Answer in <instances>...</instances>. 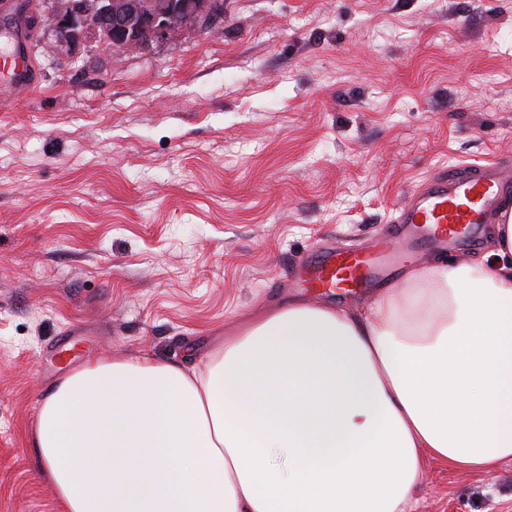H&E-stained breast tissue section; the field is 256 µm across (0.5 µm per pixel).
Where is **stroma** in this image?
Returning a JSON list of instances; mask_svg holds the SVG:
<instances>
[{"label": "stroma", "mask_w": 512, "mask_h": 512, "mask_svg": "<svg viewBox=\"0 0 512 512\" xmlns=\"http://www.w3.org/2000/svg\"><path fill=\"white\" fill-rule=\"evenodd\" d=\"M27 39L35 87L0 106V512H60L28 436L66 373L209 355L266 304L366 306L288 271L369 246L434 173L512 171V0H224L117 63ZM408 508L512 512V460L430 461Z\"/></svg>", "instance_id": "1"}]
</instances>
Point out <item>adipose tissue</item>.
Wrapping results in <instances>:
<instances>
[{"instance_id": "obj_1", "label": "adipose tissue", "mask_w": 512, "mask_h": 512, "mask_svg": "<svg viewBox=\"0 0 512 512\" xmlns=\"http://www.w3.org/2000/svg\"><path fill=\"white\" fill-rule=\"evenodd\" d=\"M359 310L248 313L204 366L98 359L30 443L63 512H401L428 461L512 459V219Z\"/></svg>"}]
</instances>
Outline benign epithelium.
I'll list each match as a JSON object with an SVG mask.
<instances>
[{"label":"benign epithelium","mask_w":512,"mask_h":512,"mask_svg":"<svg viewBox=\"0 0 512 512\" xmlns=\"http://www.w3.org/2000/svg\"><path fill=\"white\" fill-rule=\"evenodd\" d=\"M216 6L217 0H51L39 22L45 31L66 36L59 43L65 53L108 39L117 61L154 42L197 33Z\"/></svg>","instance_id":"7a95c632"}]
</instances>
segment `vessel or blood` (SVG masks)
I'll list each match as a JSON object with an SVG mask.
<instances>
[{
    "mask_svg": "<svg viewBox=\"0 0 512 512\" xmlns=\"http://www.w3.org/2000/svg\"><path fill=\"white\" fill-rule=\"evenodd\" d=\"M9 58L6 86L18 101L34 86L25 45L15 42ZM396 212L390 231L371 248H329L306 257L295 269L296 279L326 293L362 288L403 243L445 249L474 241L480 225L512 215V179L498 169L466 175L454 168L409 195Z\"/></svg>",
    "mask_w": 512,
    "mask_h": 512,
    "instance_id": "1",
    "label": "vessel or blood"
}]
</instances>
